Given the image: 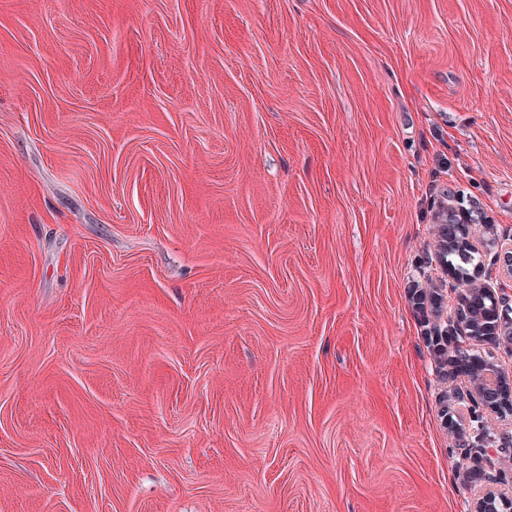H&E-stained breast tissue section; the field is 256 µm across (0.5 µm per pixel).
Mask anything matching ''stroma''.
Instances as JSON below:
<instances>
[{
    "mask_svg": "<svg viewBox=\"0 0 512 512\" xmlns=\"http://www.w3.org/2000/svg\"><path fill=\"white\" fill-rule=\"evenodd\" d=\"M512 236V0H0V512H471L410 297ZM458 224L455 214L446 209L441 224L436 225V255L440 265L448 272V268L454 273L458 286H465L468 289H475L473 272L476 266L482 262L481 254L471 245L466 247L454 236L455 226ZM458 231L467 241V229L464 224H458ZM459 293V300L468 292Z\"/></svg>",
    "mask_w": 512,
    "mask_h": 512,
    "instance_id": "stroma-1",
    "label": "stroma"
}]
</instances>
